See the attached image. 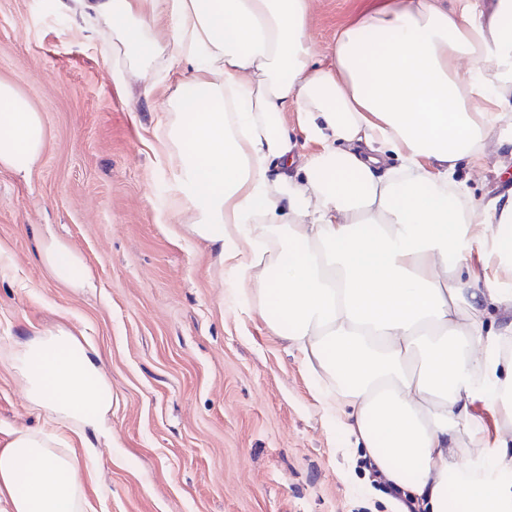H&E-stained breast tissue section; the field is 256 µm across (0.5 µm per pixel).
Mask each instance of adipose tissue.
Wrapping results in <instances>:
<instances>
[{
    "instance_id": "1",
    "label": "adipose tissue",
    "mask_w": 512,
    "mask_h": 512,
    "mask_svg": "<svg viewBox=\"0 0 512 512\" xmlns=\"http://www.w3.org/2000/svg\"><path fill=\"white\" fill-rule=\"evenodd\" d=\"M59 2L111 29L118 84L190 67L165 115L189 228L384 479L419 512H512V190L475 205L455 179L512 164V0H381L324 60L311 0ZM288 112L316 146L294 174ZM44 138L0 81V165L29 177ZM40 254L93 287L54 236ZM11 367L41 422L0 445V512H86L81 457L112 441L97 353L59 327Z\"/></svg>"
}]
</instances>
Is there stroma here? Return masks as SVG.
I'll return each instance as SVG.
<instances>
[{"label":"stroma","instance_id":"stroma-1","mask_svg":"<svg viewBox=\"0 0 512 512\" xmlns=\"http://www.w3.org/2000/svg\"><path fill=\"white\" fill-rule=\"evenodd\" d=\"M373 2L313 0L319 53ZM111 40L57 0H0V80L45 128L29 180L0 168V442L38 423L13 350L63 325L112 383L113 439L85 483L90 512H393L368 456L348 457L299 354L183 222L160 120L187 75L162 56L152 95L115 84ZM47 229L94 288H67L41 264Z\"/></svg>","mask_w":512,"mask_h":512}]
</instances>
